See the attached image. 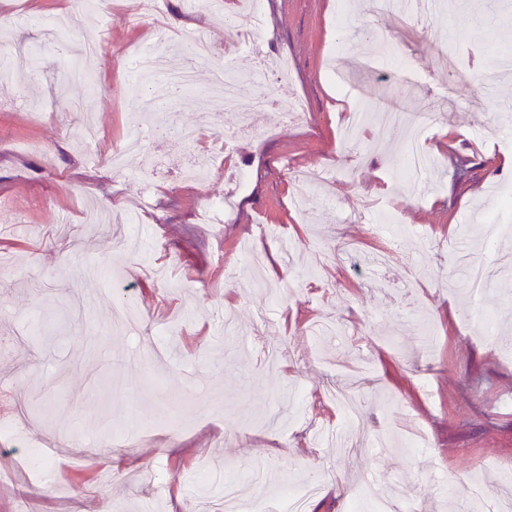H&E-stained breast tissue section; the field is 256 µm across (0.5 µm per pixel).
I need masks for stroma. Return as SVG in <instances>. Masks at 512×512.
<instances>
[{"label":"stroma","instance_id":"obj_1","mask_svg":"<svg viewBox=\"0 0 512 512\" xmlns=\"http://www.w3.org/2000/svg\"><path fill=\"white\" fill-rule=\"evenodd\" d=\"M76 2L0 0V42L30 60L0 85V512H142L148 501L191 512L255 462L266 469L254 495L271 512L314 474L322 491L308 512H379L388 490L402 512H476L472 478L492 494L512 475V269L480 288L460 273L465 254L496 265L485 227L512 222L501 195L512 177L495 166L512 154V77L486 94L477 75L493 45L512 42V0L496 7L506 23L480 33L485 0L386 15L346 0L350 32L385 30L392 57L356 38L337 48V0H265L264 61L234 56L240 103L259 88L306 109L258 117L237 141L242 183L219 165L237 121L212 81L227 13L164 0L171 67L190 62L185 31L212 35V66L169 102L179 124L204 115L208 128L195 151L147 140L152 165L117 172L112 149L141 109L127 92L131 51L152 33L133 0ZM100 39L93 97L68 70ZM358 98L436 103L427 173L409 178L404 128L344 143ZM330 165L344 184L331 202L288 177ZM226 196L230 213L204 223V204ZM383 212L414 229L398 249L370 230ZM345 240L357 253L336 257ZM376 250L393 251L386 267L365 265ZM476 304L496 341L464 328ZM147 329L158 352L145 364L131 355ZM347 364L359 372L352 423L329 390Z\"/></svg>","mask_w":512,"mask_h":512}]
</instances>
